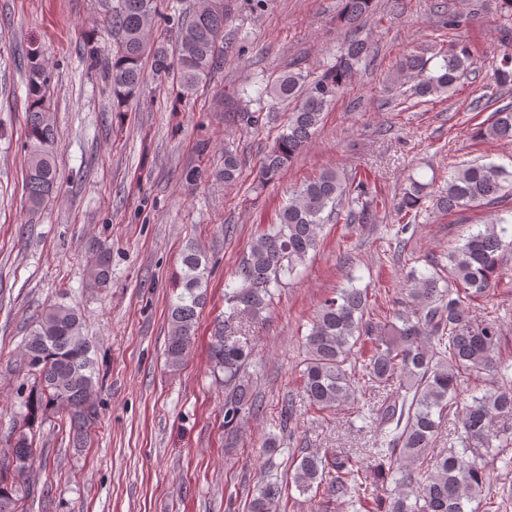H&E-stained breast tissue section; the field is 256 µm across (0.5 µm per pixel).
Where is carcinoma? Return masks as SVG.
<instances>
[{
  "label": "carcinoma",
  "mask_w": 512,
  "mask_h": 512,
  "mask_svg": "<svg viewBox=\"0 0 512 512\" xmlns=\"http://www.w3.org/2000/svg\"><path fill=\"white\" fill-rule=\"evenodd\" d=\"M340 21L355 32L367 24L373 0H342ZM229 11L227 0H204L189 18L172 12L163 16L174 32L175 54L148 41L147 28L159 16L156 0H112L107 24L116 36L108 59L112 111L139 91L144 79L142 61L151 60L159 79H175L181 96L193 94L220 60L219 40ZM375 56L372 44L355 36L325 71L308 79L300 71L279 76L263 93L294 104L288 124L260 166V177L275 179L294 155L310 141L323 114L349 84L361 65ZM431 71L428 60L411 54L400 60L395 82L408 86V98L424 104L433 96L454 90L473 64L464 43L441 54ZM52 75L43 61L28 57L26 66L28 149L25 172L26 199L36 210L58 190L54 152L55 130L49 116L48 93ZM499 88L512 85V54L502 56L496 68ZM480 139L512 140V105L496 109L494 120L478 127ZM241 161L236 151L224 148V184L235 183ZM426 185L409 179L397 203L405 224L416 218L426 197ZM512 191V171L495 163L474 162L455 167L448 182L433 196V207L452 210L497 203ZM373 220V200L363 176L344 177L325 171L305 181L290 194L278 223L262 230L235 276L239 285L225 293L232 314L257 319L266 312L275 289L298 273L310 253L317 250L323 225L333 219ZM512 219L496 215L484 228L469 234L448 252V276L436 265L426 273L411 268L406 305L384 322L370 316L372 302L366 291L352 285L336 289L325 299L305 338V368L301 388L309 406L335 412L352 405L359 396L380 387L397 385L395 393L362 414L375 426V457L379 470L396 475L399 490L382 501L372 490L368 470L348 459L328 461L305 454L295 466L293 482L301 494L325 488L350 498L355 512H466L465 504L485 495L483 448H512V364L499 357L501 320L489 311L478 320L471 303L487 298L500 279V254L512 248ZM207 263L195 247L186 249L179 275L180 292L168 305L166 363L180 367L195 339L197 310L205 301ZM112 280L111 250L96 246L86 263V287L105 291ZM252 350L219 324L210 342L213 368L224 374V428L231 430L243 412L259 409L244 371ZM20 367L34 376L36 390L22 425L14 432L7 453L0 455V512H18L19 501L30 494L23 477L34 453V437L27 428L48 411L69 425L77 444L87 442L98 411L86 407L95 397L99 369L83 334L82 314L62 303L46 306L30 325L21 346ZM487 373L491 387L471 402L458 406L456 391L464 374ZM455 417L457 426L449 450L427 457L441 423ZM281 487L266 483L252 495L249 512H272Z\"/></svg>",
  "instance_id": "carcinoma-1"
}]
</instances>
